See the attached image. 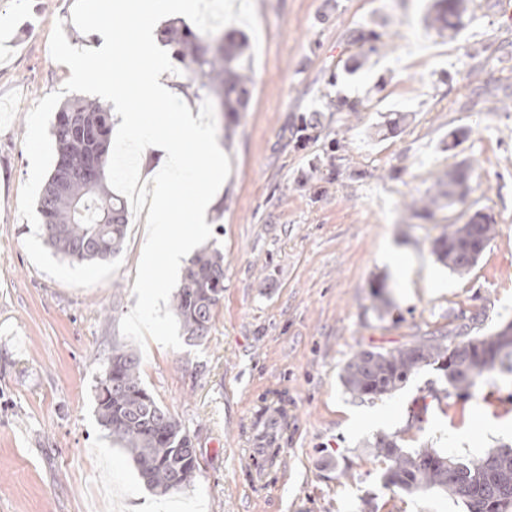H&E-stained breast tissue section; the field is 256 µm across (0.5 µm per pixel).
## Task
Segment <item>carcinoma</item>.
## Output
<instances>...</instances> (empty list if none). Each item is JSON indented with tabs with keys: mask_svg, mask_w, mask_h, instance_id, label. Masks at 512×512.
Wrapping results in <instances>:
<instances>
[{
	"mask_svg": "<svg viewBox=\"0 0 512 512\" xmlns=\"http://www.w3.org/2000/svg\"><path fill=\"white\" fill-rule=\"evenodd\" d=\"M463 0H433L427 20L438 32L453 35L463 27ZM165 43L175 60H190L200 78V88L222 112H239L248 99L250 77L238 61L249 47L248 38L204 44L183 27L164 31ZM73 116L98 130V138L70 135L62 122ZM110 109L98 101L75 99L63 108L53 125L57 157L84 163L95 162L93 181L73 177L56 186L58 171L52 170L39 201L47 241L64 258L105 261L116 256L126 237L128 211L124 200L106 185ZM464 169L448 172L437 181V194L412 201L424 209L441 198L448 206L468 192ZM495 233V225L477 211L463 224H450L434 242L438 261L453 272L468 271ZM224 296V254L217 248L196 253L185 268L181 285L173 296V313L185 339L201 344L209 335L214 311ZM441 333L389 352L362 351L343 369L346 391L362 401L400 389L421 367L442 372L453 388L470 392L497 369L512 373V322L488 336L448 342ZM97 420L132 459L144 486L153 495L165 497L193 482L198 468L191 451L193 440L186 427L160 405L145 387L140 360L124 347L112 349L97 382ZM376 453L389 461L382 485L394 494H414L429 488L447 492L461 501L467 512H479V502L512 494V447L503 445L466 461L434 449L406 451L390 436L377 437Z\"/></svg>",
	"mask_w": 512,
	"mask_h": 512,
	"instance_id": "carcinoma-1",
	"label": "carcinoma"
}]
</instances>
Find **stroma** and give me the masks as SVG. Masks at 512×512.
Here are the masks:
<instances>
[{
    "label": "stroma",
    "instance_id": "1",
    "mask_svg": "<svg viewBox=\"0 0 512 512\" xmlns=\"http://www.w3.org/2000/svg\"><path fill=\"white\" fill-rule=\"evenodd\" d=\"M74 0H0V512H466L446 493L390 496L376 435L460 459L512 445V374L446 389L421 367L373 401L341 374L363 350L430 333L486 336L512 321V0H467L457 35L429 0H266L244 112L216 114L231 172L211 210L224 296L207 339L148 341L141 376L189 430L193 483L153 496L96 417V384L136 305L146 219L130 216L122 265L75 288L31 262L19 214L26 116L71 75L49 39L93 38ZM498 89L484 110L477 87ZM470 168L464 201L412 199ZM497 231L466 273L433 252L474 212ZM384 281V301L372 295ZM270 463L249 466L251 449Z\"/></svg>",
    "mask_w": 512,
    "mask_h": 512
}]
</instances>
